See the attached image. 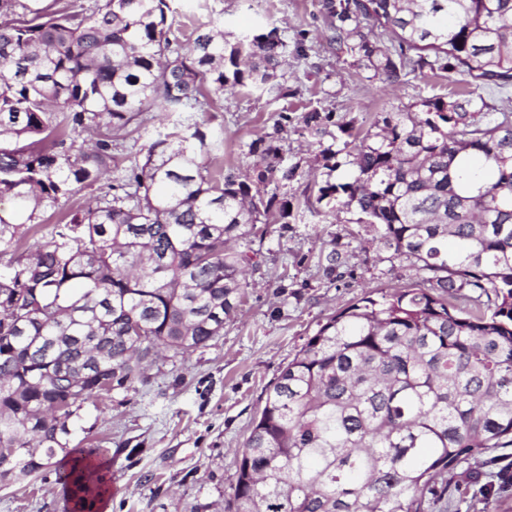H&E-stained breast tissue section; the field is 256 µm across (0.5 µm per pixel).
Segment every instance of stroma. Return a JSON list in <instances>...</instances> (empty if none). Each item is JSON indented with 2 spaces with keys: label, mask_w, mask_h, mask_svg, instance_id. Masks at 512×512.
<instances>
[{
  "label": "stroma",
  "mask_w": 512,
  "mask_h": 512,
  "mask_svg": "<svg viewBox=\"0 0 512 512\" xmlns=\"http://www.w3.org/2000/svg\"><path fill=\"white\" fill-rule=\"evenodd\" d=\"M172 7V27L186 35L220 19L228 34L275 26L288 43L303 42L304 55H289L276 80L224 96L203 114L208 128L223 133L225 171L256 175L264 163L254 146L272 138L296 176L277 191L291 206L288 221L268 224L251 245L249 286L223 336L153 363L128 392L86 403L72 445L99 462L111 512H225L264 391L307 339L367 293L426 284L415 259L386 250L355 208L339 206L326 217L308 209L318 183L344 179L347 170L330 173L318 161L321 148L303 130L305 109L328 115L329 129L346 126L355 146L382 112L470 89L461 72L426 70L392 85L371 78L328 44L319 0H174ZM95 195L85 189L46 209L18 248L0 253V267L17 249L45 242L51 225ZM333 251L341 256L334 265L326 260ZM60 475L55 466L0 481V512H72ZM435 488L449 499L447 512H512V447L460 463Z\"/></svg>",
  "instance_id": "stroma-1"
}]
</instances>
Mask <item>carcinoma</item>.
Instances as JSON below:
<instances>
[{"mask_svg": "<svg viewBox=\"0 0 512 512\" xmlns=\"http://www.w3.org/2000/svg\"><path fill=\"white\" fill-rule=\"evenodd\" d=\"M39 2L0 0V248L60 200L99 194L0 271V464L18 476L52 467L91 397L223 335L248 286L241 247L288 217L265 188L290 176L271 141L256 179L213 172L223 139L197 116L275 78L288 57L278 27L230 40L217 22L183 43L171 0ZM320 6L330 42L372 76L462 71L476 89L381 113L345 181L318 188L317 203L356 208L385 248L421 263L429 287L366 296L308 338L266 391L228 509L429 512L438 477L512 447V116L492 117L478 93L512 84V0ZM158 99L166 115L143 160L104 182L114 138ZM303 125L346 133L316 108ZM467 286L487 310L448 303ZM67 480L79 502L103 483L92 470Z\"/></svg>", "mask_w": 512, "mask_h": 512, "instance_id": "obj_1", "label": "carcinoma"}]
</instances>
